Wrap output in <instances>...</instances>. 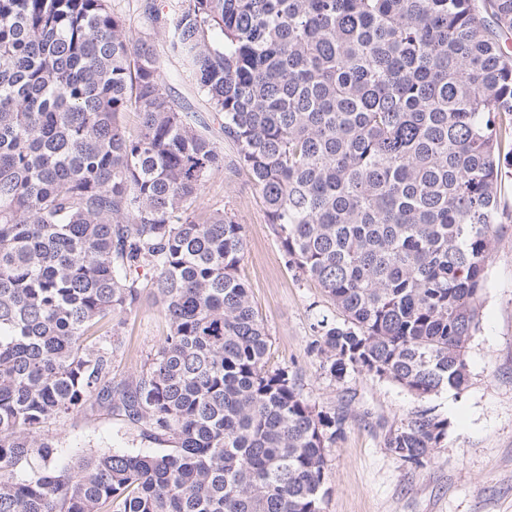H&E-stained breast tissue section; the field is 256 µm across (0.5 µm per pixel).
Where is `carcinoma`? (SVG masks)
I'll use <instances>...</instances> for the list:
<instances>
[{"label":"carcinoma","instance_id":"carcinoma-1","mask_svg":"<svg viewBox=\"0 0 512 512\" xmlns=\"http://www.w3.org/2000/svg\"><path fill=\"white\" fill-rule=\"evenodd\" d=\"M236 146L286 264L342 321L311 347L420 400L466 386L512 178V0H165L145 9ZM135 116L136 133L124 117ZM110 0H0V512H321L348 410L316 409L239 268L243 225L193 204L224 151ZM169 327L112 377L139 270ZM155 452L62 463L87 406ZM430 409L385 447L422 467Z\"/></svg>","mask_w":512,"mask_h":512}]
</instances>
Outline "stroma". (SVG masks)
<instances>
[{
  "instance_id": "stroma-1",
  "label": "stroma",
  "mask_w": 512,
  "mask_h": 512,
  "mask_svg": "<svg viewBox=\"0 0 512 512\" xmlns=\"http://www.w3.org/2000/svg\"><path fill=\"white\" fill-rule=\"evenodd\" d=\"M172 80L171 95L193 111L210 108L180 62L167 51L168 33H152ZM212 136L224 150V169L208 177L195 211L225 212L243 224L247 248L240 275L271 338L269 365L287 369L317 408H347L344 434L328 453L322 512H512V223L498 227L487 268L479 326L467 349L469 381L461 393L418 400L398 385L365 373L335 381L310 347L318 320L341 315L314 281L288 268L266 222L248 174L234 165L237 151L219 124ZM168 325L152 294H144L121 328L116 379L137 376L162 346ZM431 409L448 421L433 458L416 468L385 446L391 427L410 412ZM46 438L66 459L115 449L157 450L125 417L99 408L48 422Z\"/></svg>"
}]
</instances>
